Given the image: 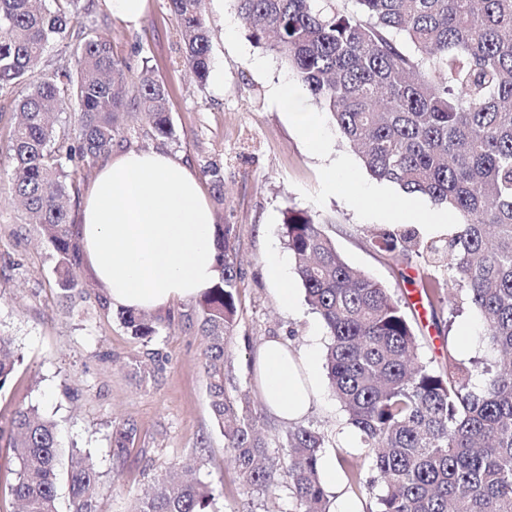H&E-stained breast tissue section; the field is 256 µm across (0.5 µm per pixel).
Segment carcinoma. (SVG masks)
Masks as SVG:
<instances>
[{"mask_svg": "<svg viewBox=\"0 0 512 512\" xmlns=\"http://www.w3.org/2000/svg\"><path fill=\"white\" fill-rule=\"evenodd\" d=\"M57 2L62 7L51 11L36 0H0V95L38 64L51 41L74 32V60L17 103L10 148L14 194L29 223L40 226L56 260V287L66 295L81 287L68 163L111 152L130 104L157 136L170 138L175 129L164 82L147 69L130 75L110 42L83 26L71 30L83 0ZM353 2L355 10L343 12L336 0H236L254 43L295 72L373 177L425 195L456 217L443 238L426 241L406 229L380 235L379 248L395 261L448 257L461 300L481 315L501 360L480 394L469 387L474 363L457 359L453 347L442 367L419 361V336L401 301L353 271L312 214L290 208L285 242L307 301L332 337L329 386L371 452L380 491L369 512H512V0ZM168 4L183 62L203 87L210 73L205 0ZM71 97L78 111L60 125L55 116ZM204 174L223 201L221 170ZM215 248L218 279L198 302L204 370L241 489L271 492L284 478L298 512H329L319 469L325 436L295 427L281 460L270 462L247 395L226 391L224 354L237 325L240 275L233 225H216ZM122 320L146 343L163 322L131 310ZM13 370L12 341L0 335V388ZM135 436L132 423L115 429L116 458ZM4 437L17 463L10 493L22 512H57V425L20 408L9 433L0 430ZM76 455L66 472L71 512H99L91 455ZM199 467L195 459L179 463L177 476L161 479L134 512H208L214 495L198 479Z\"/></svg>", "mask_w": 512, "mask_h": 512, "instance_id": "obj_1", "label": "carcinoma"}]
</instances>
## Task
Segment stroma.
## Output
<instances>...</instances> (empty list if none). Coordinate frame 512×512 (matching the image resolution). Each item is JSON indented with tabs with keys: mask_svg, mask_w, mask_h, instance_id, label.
Listing matches in <instances>:
<instances>
[{
	"mask_svg": "<svg viewBox=\"0 0 512 512\" xmlns=\"http://www.w3.org/2000/svg\"><path fill=\"white\" fill-rule=\"evenodd\" d=\"M212 28L211 61L220 83L199 86L184 65L177 23L168 0H149L135 27L112 17L104 0H92L82 22L110 40L112 52L131 73L152 70L166 84L176 135L156 136L136 110L125 112L115 150H162L200 175L211 198L215 221L234 227L238 282V320L226 345L224 376L230 395L248 394L250 414L269 458L281 453L289 425L263 402L254 370L261 344L272 336L288 339L304 352L311 341L327 348L328 331L297 292L284 306L266 278L270 248L285 250L283 221L288 208L307 210L323 223L344 260L397 299H407L421 278L440 288L423 308H409L420 336L422 362L441 365V348L452 345L459 359L493 366L498 352L482 332V319L470 308L450 315L448 291L455 283L447 264H427L412 256L392 262L371 244L397 224L355 203L347 192L331 191L327 167L344 163L357 180L370 182L358 154L342 140L327 112L318 117L329 140L325 154H314L275 101L271 88L292 70L274 52L258 47L240 21L234 0H206ZM234 39H227V21ZM74 40L55 39L27 82L0 98V334L18 356L15 370L0 389V426H9L22 407L56 422L60 471L73 450L89 453L96 465L102 512H131L137 496L178 462L197 457L198 479L214 491L211 512H296L288 486L275 492L241 493L238 473L209 405L197 300H178L166 310L170 321L151 342L135 339L121 310L102 305L104 292L87 265L76 270L83 287L61 298L55 286V259L38 225L27 223L16 205L11 181L10 146L15 105L39 80L66 63ZM218 167L224 199L217 202L202 172ZM134 423L137 436L123 459L112 455V431ZM301 426L326 437L321 457L364 458L359 437L348 425L341 403L329 388L314 398Z\"/></svg>",
	"mask_w": 512,
	"mask_h": 512,
	"instance_id": "stroma-1",
	"label": "stroma"
}]
</instances>
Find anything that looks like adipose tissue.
Here are the masks:
<instances>
[{
	"instance_id": "ef3b65f1",
	"label": "adipose tissue",
	"mask_w": 512,
	"mask_h": 512,
	"mask_svg": "<svg viewBox=\"0 0 512 512\" xmlns=\"http://www.w3.org/2000/svg\"><path fill=\"white\" fill-rule=\"evenodd\" d=\"M274 96L305 142L324 152L327 136L294 86L281 80ZM326 176L332 183L343 181L356 202L392 218L415 214L430 225L448 220L380 196L342 165H331ZM78 234L96 281L116 308L157 312L200 296L218 277L213 210L190 167L160 150L120 151L99 169L79 210ZM316 365V349L301 355L280 337L259 348L255 372L267 406L282 421L306 414L318 391Z\"/></svg>"
}]
</instances>
